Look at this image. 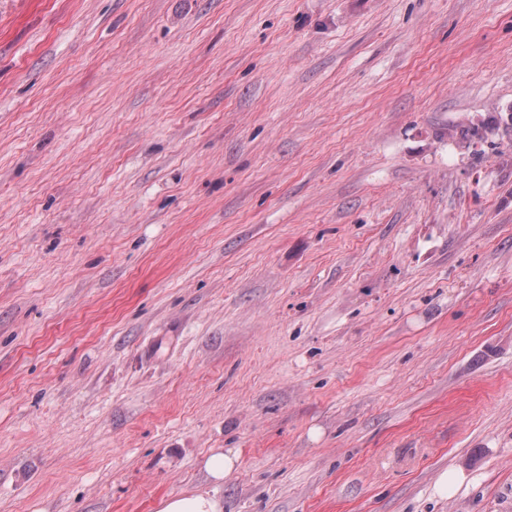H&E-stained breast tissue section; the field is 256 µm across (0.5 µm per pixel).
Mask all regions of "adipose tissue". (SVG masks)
<instances>
[{
	"label": "adipose tissue",
	"instance_id": "ef3b65f1",
	"mask_svg": "<svg viewBox=\"0 0 512 512\" xmlns=\"http://www.w3.org/2000/svg\"><path fill=\"white\" fill-rule=\"evenodd\" d=\"M238 461L237 450H215L204 463L212 483L211 489L165 497L160 502L158 512H224V501L215 488L235 469Z\"/></svg>",
	"mask_w": 512,
	"mask_h": 512
}]
</instances>
